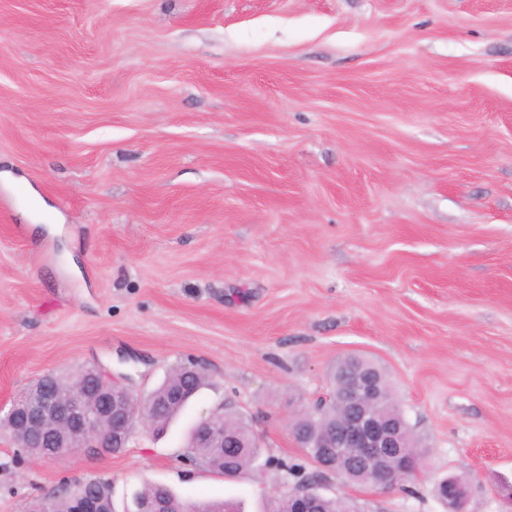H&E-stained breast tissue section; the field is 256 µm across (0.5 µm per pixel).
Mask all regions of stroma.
Returning a JSON list of instances; mask_svg holds the SVG:
<instances>
[{
    "label": "stroma",
    "instance_id": "obj_1",
    "mask_svg": "<svg viewBox=\"0 0 512 512\" xmlns=\"http://www.w3.org/2000/svg\"><path fill=\"white\" fill-rule=\"evenodd\" d=\"M349 354L428 456L416 496L331 493L445 512L455 475L512 512V0H0V416L67 367L207 374L118 454L0 428V512L89 480L263 512ZM227 404L261 439L234 481L184 459Z\"/></svg>",
    "mask_w": 512,
    "mask_h": 512
}]
</instances>
